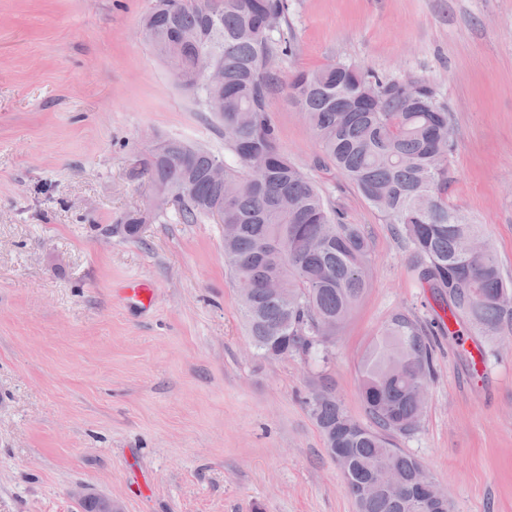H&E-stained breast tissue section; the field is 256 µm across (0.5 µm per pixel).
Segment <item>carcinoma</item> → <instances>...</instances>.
<instances>
[{
  "instance_id": "1",
  "label": "carcinoma",
  "mask_w": 512,
  "mask_h": 512,
  "mask_svg": "<svg viewBox=\"0 0 512 512\" xmlns=\"http://www.w3.org/2000/svg\"><path fill=\"white\" fill-rule=\"evenodd\" d=\"M288 0H154L141 27L159 59L176 62L177 84L200 105L224 99L216 118L224 151L178 138L162 140L143 161L158 204L122 220L135 237L175 202L183 224L224 211V262L234 283L246 282L241 312L257 355L268 361L321 353L347 322L370 284V244L359 224H347L321 191L281 150L267 117L272 76L263 64L292 52L278 36ZM218 64L224 85L203 73ZM288 98L317 137L324 159L355 185L387 224L398 226L415 258L417 279L435 291L453 334L498 333L512 321V280L503 277L482 225L448 203V156L454 128L431 86L408 88L370 68L338 63L293 73ZM224 164V181L209 177ZM281 281L274 294L267 281ZM435 332L405 314L392 317L359 367L360 397L370 423L350 416L332 393L313 396L311 412L328 451L351 460L348 495L359 512H431L408 490L376 491L358 499L360 485L381 467L412 483L422 464L394 447V437L419 427L433 372Z\"/></svg>"
}]
</instances>
